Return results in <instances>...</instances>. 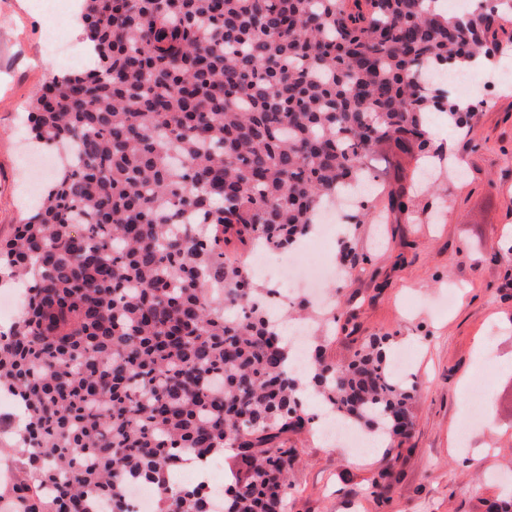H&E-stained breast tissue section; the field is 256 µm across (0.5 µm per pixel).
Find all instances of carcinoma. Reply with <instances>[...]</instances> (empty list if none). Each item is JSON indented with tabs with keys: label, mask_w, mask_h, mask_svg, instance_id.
<instances>
[{
	"label": "carcinoma",
	"mask_w": 512,
	"mask_h": 512,
	"mask_svg": "<svg viewBox=\"0 0 512 512\" xmlns=\"http://www.w3.org/2000/svg\"><path fill=\"white\" fill-rule=\"evenodd\" d=\"M95 66L46 81L26 114L32 137L75 157L36 212L0 242V280L27 289L0 332V392L24 468L3 495L20 512H133L134 483L157 512H283L296 449L312 421L268 322L269 289L224 252L290 250L321 204L379 175L382 141L441 166L424 115L460 127L435 68L512 50V0L450 14L442 0H81ZM405 186L387 210L410 213ZM351 272L354 248L339 245ZM221 283L223 295L208 281ZM390 337L347 363L311 355V385L353 426L408 437L418 384L393 377ZM233 448L245 470L215 499L170 491L186 459ZM373 481L383 495L399 455ZM135 512H156L157 490L150 484H135L130 491Z\"/></svg>",
	"instance_id": "1"
}]
</instances>
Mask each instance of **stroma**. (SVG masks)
I'll return each instance as SVG.
<instances>
[{"mask_svg": "<svg viewBox=\"0 0 512 512\" xmlns=\"http://www.w3.org/2000/svg\"><path fill=\"white\" fill-rule=\"evenodd\" d=\"M0 0V241L21 224L26 201L18 116L50 76L41 59L45 27L67 30L66 17ZM483 101L469 128L458 130L434 114L435 144L463 166L414 188L409 218L360 225L358 266L335 290L356 331L326 330V354L346 361L365 339L392 336L396 349L415 348L413 372L423 387L413 404L412 435L401 447L389 500L376 498L372 480L384 451L352 456L317 441L289 436L298 449L284 512H485V500L512 494V87L494 74L474 78ZM494 338L495 357L476 349ZM485 381L498 423L460 445L470 390Z\"/></svg>", "mask_w": 512, "mask_h": 512, "instance_id": "stroma-1", "label": "stroma"}]
</instances>
